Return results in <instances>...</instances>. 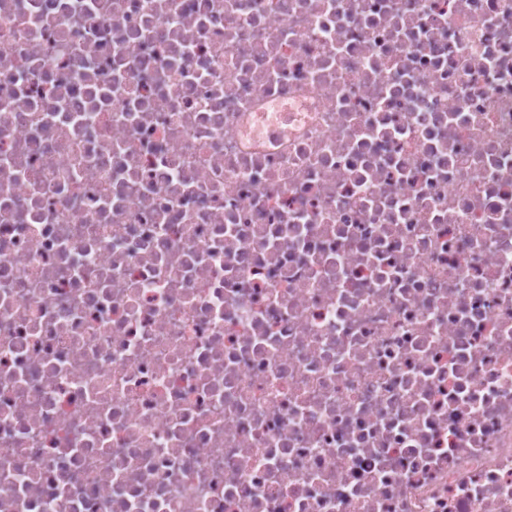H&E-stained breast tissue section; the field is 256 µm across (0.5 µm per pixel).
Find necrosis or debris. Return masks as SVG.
Wrapping results in <instances>:
<instances>
[{
  "mask_svg": "<svg viewBox=\"0 0 512 512\" xmlns=\"http://www.w3.org/2000/svg\"><path fill=\"white\" fill-rule=\"evenodd\" d=\"M0 512H512V0H0Z\"/></svg>",
  "mask_w": 512,
  "mask_h": 512,
  "instance_id": "necrosis-or-debris-1",
  "label": "necrosis or debris"
}]
</instances>
